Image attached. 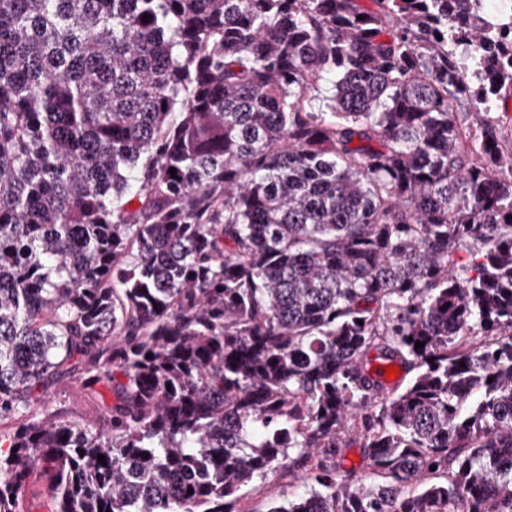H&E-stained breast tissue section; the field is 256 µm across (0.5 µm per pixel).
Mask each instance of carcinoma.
Returning a JSON list of instances; mask_svg holds the SVG:
<instances>
[{
	"instance_id": "1",
	"label": "carcinoma",
	"mask_w": 512,
	"mask_h": 512,
	"mask_svg": "<svg viewBox=\"0 0 512 512\" xmlns=\"http://www.w3.org/2000/svg\"><path fill=\"white\" fill-rule=\"evenodd\" d=\"M371 2L0 0V512H512V0ZM100 393L90 395L79 382L65 379L48 389L31 406V414L40 416L45 412L64 411L69 417L94 424L106 414L112 403V395L97 387ZM341 454L346 469H355L358 474L371 475V467L362 453L359 443H353L349 448H341ZM301 471H282L270 476L265 482H256L244 489L245 496L240 500L238 508L249 512H266L269 504L274 499H279L283 494H297L303 488ZM50 489L48 480L41 478L32 481L23 496L24 512H46Z\"/></svg>"
}]
</instances>
